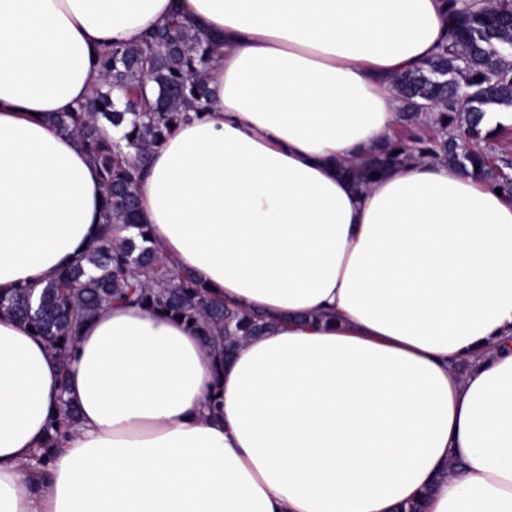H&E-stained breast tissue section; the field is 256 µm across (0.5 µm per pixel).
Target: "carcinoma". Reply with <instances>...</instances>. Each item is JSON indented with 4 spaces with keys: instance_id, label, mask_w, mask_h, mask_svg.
<instances>
[{
    "instance_id": "cac0c4a2",
    "label": "carcinoma",
    "mask_w": 512,
    "mask_h": 512,
    "mask_svg": "<svg viewBox=\"0 0 512 512\" xmlns=\"http://www.w3.org/2000/svg\"><path fill=\"white\" fill-rule=\"evenodd\" d=\"M217 40L175 14L146 30L139 43L105 49L99 64L103 88L71 112L50 113L60 131L74 134L99 170L105 189L104 224L97 243L58 278L40 289L23 285L0 295L4 310L47 341L67 363L83 324L117 304L169 313L200 333L217 354L222 371L246 341L271 326L264 316L210 296L197 279L166 267L139 223L136 183L140 165L188 109L208 100L207 68ZM413 129L380 156L346 167L364 184L390 165L431 156L512 195V159L493 162L494 140L512 127H486L491 112L512 109V0H483L479 8L450 9L448 41L421 66L393 79ZM123 130L125 151L106 134ZM132 227L131 237H112V225ZM78 419L74 404L60 397L38 454L43 464Z\"/></svg>"
}]
</instances>
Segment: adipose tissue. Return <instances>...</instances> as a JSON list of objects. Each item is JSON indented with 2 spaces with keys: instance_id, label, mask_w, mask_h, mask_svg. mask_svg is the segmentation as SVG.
Here are the masks:
<instances>
[{
  "instance_id": "ef3b65f1",
  "label": "adipose tissue",
  "mask_w": 512,
  "mask_h": 512,
  "mask_svg": "<svg viewBox=\"0 0 512 512\" xmlns=\"http://www.w3.org/2000/svg\"><path fill=\"white\" fill-rule=\"evenodd\" d=\"M448 0H0V294L85 254L104 187L48 114L172 12L221 40L150 153L166 265L267 316L224 369L183 323L100 311L68 367L0 312V512H512V198L421 158L359 187ZM466 363L464 375L453 367ZM223 392L217 416L206 405ZM67 396L74 429L35 457Z\"/></svg>"
}]
</instances>
